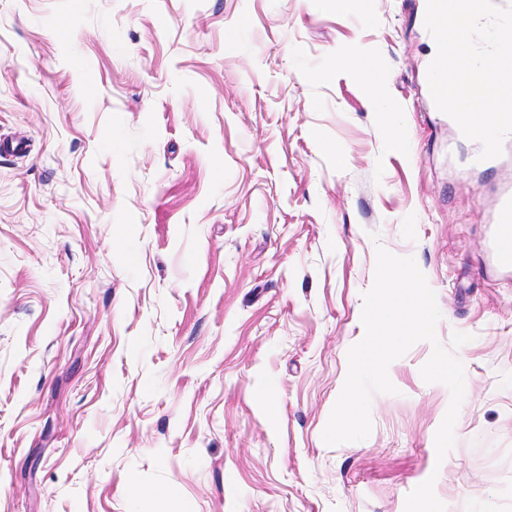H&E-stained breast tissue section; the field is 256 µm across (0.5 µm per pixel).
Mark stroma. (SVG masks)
<instances>
[{
  "label": "stroma",
  "mask_w": 512,
  "mask_h": 512,
  "mask_svg": "<svg viewBox=\"0 0 512 512\" xmlns=\"http://www.w3.org/2000/svg\"><path fill=\"white\" fill-rule=\"evenodd\" d=\"M422 0H0V512H512V272L425 109ZM399 114L383 120L360 71ZM436 294L465 397L388 369L322 433L377 247Z\"/></svg>",
  "instance_id": "stroma-1"
}]
</instances>
